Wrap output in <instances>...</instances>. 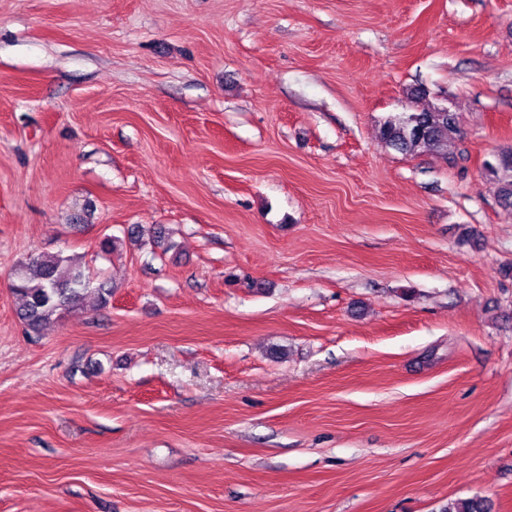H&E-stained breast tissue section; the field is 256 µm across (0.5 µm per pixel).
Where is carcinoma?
Listing matches in <instances>:
<instances>
[{
  "label": "carcinoma",
  "mask_w": 512,
  "mask_h": 512,
  "mask_svg": "<svg viewBox=\"0 0 512 512\" xmlns=\"http://www.w3.org/2000/svg\"><path fill=\"white\" fill-rule=\"evenodd\" d=\"M459 133L457 115L436 104L427 110L405 111L387 117L379 128L380 139L403 154L425 152L447 157L448 141ZM498 184L501 202L512 207V152L485 162ZM14 290L23 299L21 317L33 332H40L62 311L78 310L88 290L95 288L98 300L109 304L112 287L106 282L93 284L89 270L77 260L60 254L31 256L14 270ZM441 512H488L480 498L451 500Z\"/></svg>",
  "instance_id": "obj_1"
}]
</instances>
